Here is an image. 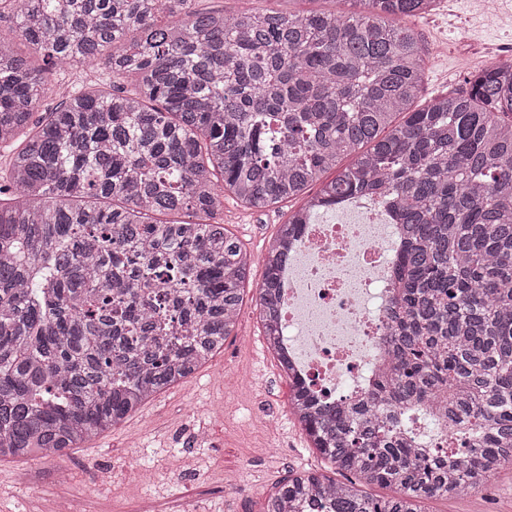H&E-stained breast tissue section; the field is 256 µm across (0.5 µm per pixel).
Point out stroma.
I'll return each instance as SVG.
<instances>
[{
	"instance_id": "obj_1",
	"label": "stroma",
	"mask_w": 512,
	"mask_h": 512,
	"mask_svg": "<svg viewBox=\"0 0 512 512\" xmlns=\"http://www.w3.org/2000/svg\"><path fill=\"white\" fill-rule=\"evenodd\" d=\"M478 0H441L432 14L408 19L426 54L422 100L463 90L472 72L512 63V20L482 23ZM232 13L274 8L302 14L331 9L330 0H206ZM218 218L253 257L237 337L192 377L155 396L140 412L72 449L60 475L42 464L0 461V512H52L62 477L85 512H259L288 472L323 469L288 410L289 386L268 353L254 310L267 240L288 219L287 204L263 213L225 198ZM111 469L100 485L97 468ZM237 471L249 491L231 495L224 475ZM427 512H512V467L470 498L426 502Z\"/></svg>"
}]
</instances>
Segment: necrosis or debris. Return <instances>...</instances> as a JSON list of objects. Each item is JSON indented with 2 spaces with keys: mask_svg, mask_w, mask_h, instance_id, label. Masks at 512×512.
Masks as SVG:
<instances>
[{
  "mask_svg": "<svg viewBox=\"0 0 512 512\" xmlns=\"http://www.w3.org/2000/svg\"><path fill=\"white\" fill-rule=\"evenodd\" d=\"M341 224H306L280 277L283 346L311 395L355 406L385 355L394 232L383 205L355 198Z\"/></svg>",
  "mask_w": 512,
  "mask_h": 512,
  "instance_id": "obj_1",
  "label": "necrosis or debris"
}]
</instances>
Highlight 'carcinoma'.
Returning <instances> with one entry per match:
<instances>
[{
  "mask_svg": "<svg viewBox=\"0 0 512 512\" xmlns=\"http://www.w3.org/2000/svg\"><path fill=\"white\" fill-rule=\"evenodd\" d=\"M352 2L0 0L45 63L0 38V460L53 464L224 350L253 265L216 219L229 193L255 212L301 199L256 300L286 373L279 274L302 225L354 197L400 225L366 401L319 405L296 382L288 400L346 481L290 474L261 512H425L512 466V64L422 105L425 54L401 20L436 0ZM101 62L108 86L75 84L35 118L45 68ZM436 412L464 463L419 453L413 421ZM201 5L202 7L215 9L224 8V11L227 13L248 8H274L296 14L334 8L341 11H354L358 9V7L349 2L336 4L323 0H207Z\"/></svg>",
  "mask_w": 512,
  "mask_h": 512,
  "instance_id": "1",
  "label": "carcinoma"
}]
</instances>
